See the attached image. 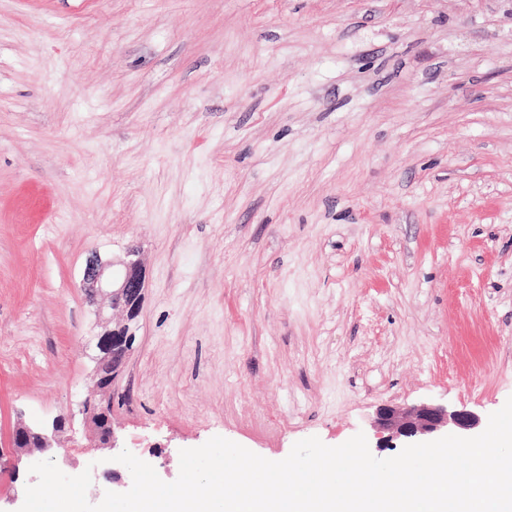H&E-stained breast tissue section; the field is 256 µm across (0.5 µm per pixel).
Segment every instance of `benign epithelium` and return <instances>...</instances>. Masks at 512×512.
Masks as SVG:
<instances>
[{
	"mask_svg": "<svg viewBox=\"0 0 512 512\" xmlns=\"http://www.w3.org/2000/svg\"><path fill=\"white\" fill-rule=\"evenodd\" d=\"M146 272L140 251L131 247L115 262H104L94 256L87 262L84 283L88 301L98 306L99 331L91 340L96 368L82 402L83 411L90 414L96 431V447L114 449L117 437L112 426V405L105 396L122 372L124 363L136 340L135 326L145 298ZM380 430L388 433L378 448L391 447L392 440L412 441L428 436L443 426L466 436L479 425V418L466 409H449L443 405L423 403L414 409L383 405L376 412ZM73 430L71 420L58 417L51 427L21 425L11 437L13 458L9 475L13 481L24 475L23 484L37 481L29 472L33 461L49 458L61 467L67 462L62 438Z\"/></svg>",
	"mask_w": 512,
	"mask_h": 512,
	"instance_id": "benign-epithelium-1",
	"label": "benign epithelium"
}]
</instances>
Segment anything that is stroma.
I'll return each mask as SVG.
<instances>
[{
	"label": "stroma",
	"mask_w": 512,
	"mask_h": 512,
	"mask_svg": "<svg viewBox=\"0 0 512 512\" xmlns=\"http://www.w3.org/2000/svg\"><path fill=\"white\" fill-rule=\"evenodd\" d=\"M146 297L112 390L165 481L376 410L512 397V0H0V465L81 412L91 253Z\"/></svg>",
	"instance_id": "1"
}]
</instances>
